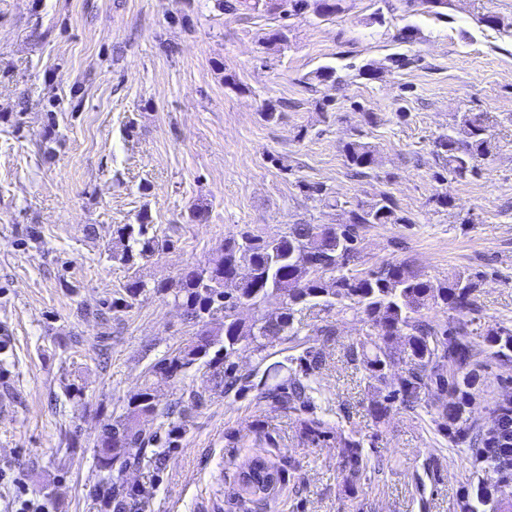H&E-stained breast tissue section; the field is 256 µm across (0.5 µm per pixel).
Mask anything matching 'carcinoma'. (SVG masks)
<instances>
[{"instance_id":"1","label":"carcinoma","mask_w":512,"mask_h":512,"mask_svg":"<svg viewBox=\"0 0 512 512\" xmlns=\"http://www.w3.org/2000/svg\"><path fill=\"white\" fill-rule=\"evenodd\" d=\"M262 6L281 8L290 16L310 11L320 18L340 11L338 0H215L214 4L223 12L255 11ZM433 146L443 170L460 178L474 177L479 175L478 159L490 154V127L481 115L464 112L456 127L439 135ZM343 151L358 176L367 175L377 162L372 147L361 140L345 143ZM403 223L393 201L383 195L356 204L344 224H290L275 236L246 230L225 239L219 257L180 272L174 300L197 331L189 343L155 359L148 373L181 384L190 369L202 367L214 388L241 393L250 388L235 362L241 344L253 345L263 363L270 357V343L297 339L296 315L306 306L350 310L362 316L367 330L350 346L347 358L364 371L368 387L387 390L384 399L371 404L373 420L384 421L395 403L415 411L431 408V400H436L438 433L448 447L471 450L476 468L477 484L461 494L459 512H512V391L495 398L490 408L499 415L500 447H491L489 433L467 415L480 370L490 362L512 363V324H481L478 273L458 272L434 282L405 260L376 270L352 269L360 254V229L367 224ZM149 225V216L143 214L139 223L116 230L119 239L129 241L121 260L149 258L170 245L148 236ZM243 268L248 270L245 277L240 276ZM145 288L143 281L132 278L113 303L131 308ZM243 300L250 301L255 311L249 322L237 317ZM269 304L279 306L274 319L263 313ZM436 308L451 315V320L431 319L427 312ZM400 356L407 359L408 368L390 380L387 369ZM323 364L321 350L308 346L289 358L288 379L265 382L256 395L260 403L301 413L300 432L313 442L331 433L315 413L313 383ZM204 401L199 393L182 392L166 412L168 417L178 415L179 423H169L160 437L139 427L141 419L156 413L150 389L130 396L125 413L104 428L98 442L95 496L101 512L144 507L145 488L125 483L122 473L131 467L159 469L185 432V419ZM336 449L342 483L353 491L372 468L364 442L338 433ZM286 478V463L252 455L239 465L238 498L244 505H263Z\"/></svg>"}]
</instances>
